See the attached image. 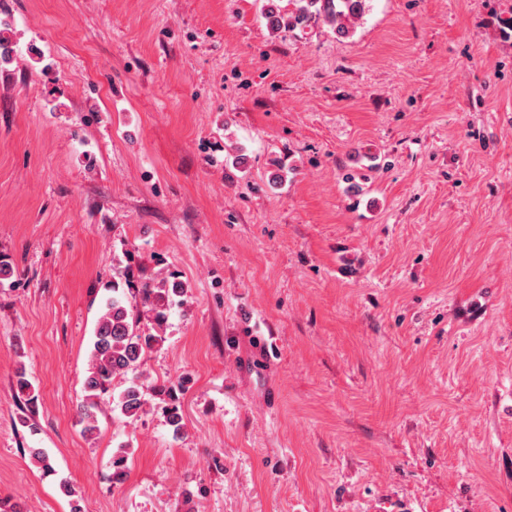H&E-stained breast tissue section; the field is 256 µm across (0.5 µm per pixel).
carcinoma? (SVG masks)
Instances as JSON below:
<instances>
[{
    "instance_id": "1",
    "label": "carcinoma",
    "mask_w": 512,
    "mask_h": 512,
    "mask_svg": "<svg viewBox=\"0 0 512 512\" xmlns=\"http://www.w3.org/2000/svg\"><path fill=\"white\" fill-rule=\"evenodd\" d=\"M368 2L370 0H289L292 8L288 10V21H283L279 11L271 5L265 8V14L276 30L285 24L292 28L305 27L312 18L318 17L330 23L336 35L346 37L368 11ZM185 294L179 281L145 283L137 289L141 301L152 307L158 327L166 321L169 309ZM157 341V335L140 327L134 305L119 284L112 283V297L106 300L97 323L84 379L86 398L81 405L84 435L91 437L97 433L98 399L110 392L112 380L118 376L133 374L130 385L117 401L127 417H137L145 411L148 390L159 397L171 398L172 387L148 384L144 374L138 372L146 352ZM16 391L29 402L35 399V389L23 367L17 371Z\"/></svg>"
}]
</instances>
